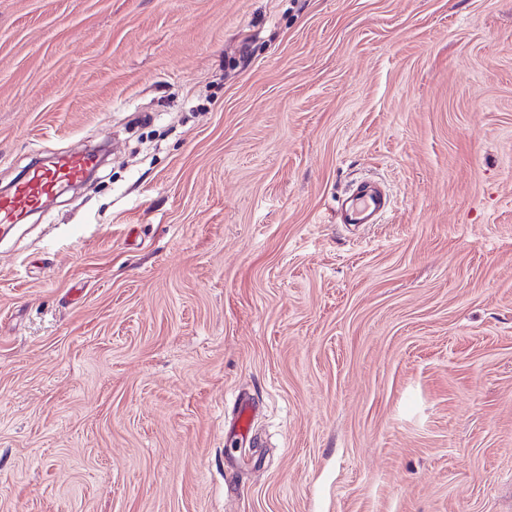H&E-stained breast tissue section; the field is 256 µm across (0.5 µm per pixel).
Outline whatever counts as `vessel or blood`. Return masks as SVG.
Returning a JSON list of instances; mask_svg holds the SVG:
<instances>
[{"instance_id":"obj_1","label":"vessel or blood","mask_w":512,"mask_h":512,"mask_svg":"<svg viewBox=\"0 0 512 512\" xmlns=\"http://www.w3.org/2000/svg\"><path fill=\"white\" fill-rule=\"evenodd\" d=\"M91 159L70 155L30 169L7 195H0V223L14 224L40 209L62 187L82 178ZM388 204L379 191L363 185L350 191L341 206L340 220L345 224H374L387 212Z\"/></svg>"}]
</instances>
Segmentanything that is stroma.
Masks as SVG:
<instances>
[{
  "label": "stroma",
  "mask_w": 512,
  "mask_h": 512,
  "mask_svg": "<svg viewBox=\"0 0 512 512\" xmlns=\"http://www.w3.org/2000/svg\"><path fill=\"white\" fill-rule=\"evenodd\" d=\"M100 147L0 235V512H512V0H0V190ZM342 203L340 220L342 224H374L388 211L389 204L379 191L365 183L356 190L351 189Z\"/></svg>",
  "instance_id": "35a3bbf8"
}]
</instances>
